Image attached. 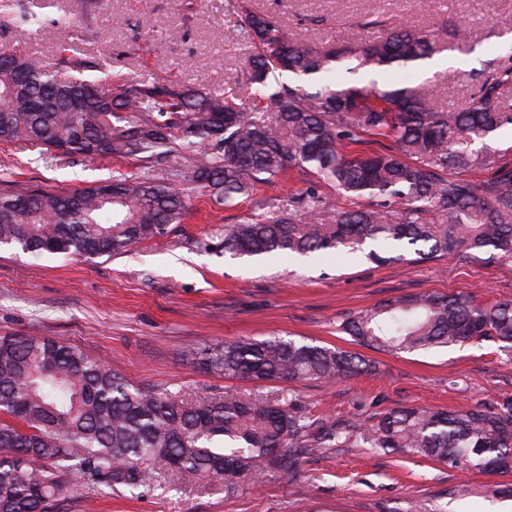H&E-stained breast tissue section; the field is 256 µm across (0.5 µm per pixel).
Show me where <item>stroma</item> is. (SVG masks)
<instances>
[{
  "label": "stroma",
  "mask_w": 512,
  "mask_h": 512,
  "mask_svg": "<svg viewBox=\"0 0 512 512\" xmlns=\"http://www.w3.org/2000/svg\"><path fill=\"white\" fill-rule=\"evenodd\" d=\"M85 6L86 0H46L40 25L1 21L0 45L54 62L61 55L54 19L85 13L89 19L73 41L75 53L108 62L112 86L180 80L236 90L245 108L259 103L255 91L239 87L255 51L239 35L248 10L268 15L316 47L357 45L400 20L425 29L466 23L468 44L447 65L393 68L382 77L393 87L433 78L437 103L445 109L467 106L477 87L470 71L488 61L497 71L512 68V32L495 25L512 18V0H97L92 12ZM144 21L149 29H141ZM139 173L130 159L72 161L40 154L23 140L0 141V192L28 185L74 190ZM311 180L294 171L261 186L256 199L241 198L230 207L195 191L173 232L111 258H36L0 249V336L77 345L107 360L133 386L164 389L186 401L284 394L311 418L350 424L403 406L491 405L512 395V356L497 344L473 340L392 354L357 347L339 330L349 313L406 294L465 291L484 304L512 301V259L452 256L376 265L320 252L242 263L212 250L215 233L250 213L254 200L279 211ZM271 336L356 351L376 371L337 383H254L184 360L194 347ZM54 512H512V473L461 472L380 449L315 448L303 456L290 484L269 470L260 483L241 482L228 494L205 482L182 483L164 471L138 494L123 487L103 494L76 487Z\"/></svg>",
  "instance_id": "obj_1"
}]
</instances>
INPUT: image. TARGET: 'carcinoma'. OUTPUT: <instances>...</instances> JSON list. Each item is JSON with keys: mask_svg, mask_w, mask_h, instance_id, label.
<instances>
[{"mask_svg": "<svg viewBox=\"0 0 512 512\" xmlns=\"http://www.w3.org/2000/svg\"><path fill=\"white\" fill-rule=\"evenodd\" d=\"M36 25L20 0L0 15ZM83 19H56L62 43ZM260 46L244 70L261 107L246 112L222 90L169 79L117 91L91 76L95 59L51 68L7 46L0 74V141L23 139L43 155L134 159L143 174L73 192L27 188L0 194V247L38 257H111L181 223L188 191L228 205L299 168L307 189L288 211L258 208L224 226L219 246L237 257L309 256L333 250L374 264L450 255L512 258V163L489 148L512 113L497 104L512 69L483 79L469 105L445 111L419 87L381 89L365 69L418 66L447 30L401 21L358 47L316 48L260 13L241 20ZM163 167L157 180L153 172ZM478 174L483 179H475ZM347 201L332 208L318 188ZM362 346L411 352L491 341L512 352V301L491 306L467 293L386 299L342 320ZM187 363L251 382L343 381L368 371L359 354L281 337L244 338L193 351ZM390 449L450 469L512 470V395L487 407H400L371 424L312 420L285 398L184 402L138 389L103 360L49 337L0 336V512H51L78 481L96 490L148 487L154 461L186 482H224L231 493L265 469L296 479L312 448Z\"/></svg>", "mask_w": 512, "mask_h": 512, "instance_id": "1", "label": "carcinoma"}]
</instances>
